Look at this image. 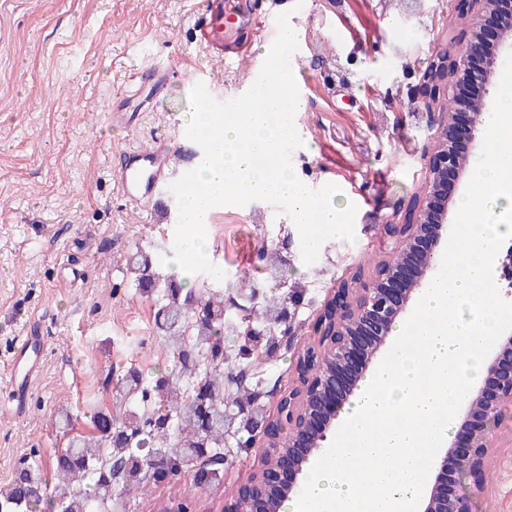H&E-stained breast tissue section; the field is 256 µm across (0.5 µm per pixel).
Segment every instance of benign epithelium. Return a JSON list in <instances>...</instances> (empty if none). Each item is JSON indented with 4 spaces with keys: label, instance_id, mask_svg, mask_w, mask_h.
Returning a JSON list of instances; mask_svg holds the SVG:
<instances>
[{
    "label": "benign epithelium",
    "instance_id": "1",
    "mask_svg": "<svg viewBox=\"0 0 512 512\" xmlns=\"http://www.w3.org/2000/svg\"><path fill=\"white\" fill-rule=\"evenodd\" d=\"M456 9L458 14L470 16L469 39L454 51L434 54L418 87L425 107L436 109L438 117L432 145L421 156L430 192L409 201L383 225L388 237L405 239L403 247L392 250L386 270L364 281L361 288L338 284L308 325L312 335L331 329L321 348L325 366L315 375L305 355L298 357L295 371L299 385L276 393L274 417L280 424L267 423L264 427L267 445L283 451L287 461L257 482L249 479L241 484L234 512H271V496L286 499L300 488L311 463L323 450L327 433L387 345L393 326L437 269L440 250L449 235L448 208L455 204L448 184L468 172V157L449 150V137L461 134L476 142L487 112L490 73L498 63L494 57L486 69L473 68L474 57L486 51L483 32L490 15L501 18L497 46L512 42V0H457ZM463 80L478 85L469 111L462 114L455 108L450 112L435 108L449 93L457 99ZM511 401L509 331L486 357L483 380L469 392L463 419L448 440L444 456L435 463L433 481L419 512H471L470 496L457 492V483L468 479L474 492L483 491L486 471L501 463L495 455L493 431L502 408Z\"/></svg>",
    "mask_w": 512,
    "mask_h": 512
}]
</instances>
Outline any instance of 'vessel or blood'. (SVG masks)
I'll list each match as a JSON object with an SVG mask.
<instances>
[{
	"instance_id": "obj_1",
	"label": "vessel or blood",
	"mask_w": 512,
	"mask_h": 512,
	"mask_svg": "<svg viewBox=\"0 0 512 512\" xmlns=\"http://www.w3.org/2000/svg\"><path fill=\"white\" fill-rule=\"evenodd\" d=\"M176 149V144L163 140L148 149L132 148L124 151L123 163L115 172L123 197L140 206L149 203L165 184L171 168V157ZM42 355V337L35 333L24 337L11 370L14 392L27 390L40 368Z\"/></svg>"
}]
</instances>
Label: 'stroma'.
I'll list each match as a JSON object with an SVG mask.
<instances>
[{
  "label": "stroma",
  "mask_w": 512,
  "mask_h": 512,
  "mask_svg": "<svg viewBox=\"0 0 512 512\" xmlns=\"http://www.w3.org/2000/svg\"><path fill=\"white\" fill-rule=\"evenodd\" d=\"M0 0V405L13 397L12 352L37 331L45 343L40 371L22 415L0 413V490L29 453L52 488V460L67 435L61 415L89 432L101 408L122 413L116 388L130 369L153 375L172 358L154 324L155 302L131 282L127 258L141 248L158 273L174 254L178 205L170 190L138 207L113 176L123 150L183 141L189 112L186 68H198L220 101L256 80L267 42L254 18L291 11L303 38L292 56L306 105L294 117L304 145L294 170L313 188L337 185L357 207L354 242L326 241L304 264L295 225L262 201L218 207L206 227L208 258L225 273V296L247 278L265 286L259 249L287 257L301 284L294 322L308 323L338 279L384 256L380 232L393 204L425 175L419 158L430 116L413 108L416 71L447 44L451 0ZM224 21V45L200 39ZM170 67L166 82L129 96L127 73ZM136 113L113 124L110 104ZM306 339L277 342L264 368L267 394L294 382L293 362ZM228 434L220 483L196 488L184 473L146 493L116 497L113 512H159L189 500L193 512H231L237 487L261 463L262 446L240 450ZM473 512H512V463L491 469Z\"/></svg>",
  "instance_id": "1"
}]
</instances>
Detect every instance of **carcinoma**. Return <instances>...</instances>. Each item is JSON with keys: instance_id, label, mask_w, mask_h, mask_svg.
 <instances>
[{"instance_id": "carcinoma-1", "label": "carcinoma", "mask_w": 512, "mask_h": 512, "mask_svg": "<svg viewBox=\"0 0 512 512\" xmlns=\"http://www.w3.org/2000/svg\"><path fill=\"white\" fill-rule=\"evenodd\" d=\"M259 259L278 279L275 286L285 287L283 259L265 251ZM128 265L135 287L155 297V328L168 342L176 371L147 381L131 369L118 379L125 411L95 412L90 417L94 436L70 437L55 456L50 499L58 512H112L115 466L123 469L121 493L126 494L140 489L159 464L176 475L204 457L221 458L228 429L247 430L267 418L252 350L264 335L271 346L288 335L280 296L270 292L259 308L241 305L243 315L229 320L223 290L186 293L187 277L159 274L139 248ZM38 468L33 459L19 463L12 486L0 493V512H29L42 501ZM80 481L87 487L83 493L73 489Z\"/></svg>"}]
</instances>
